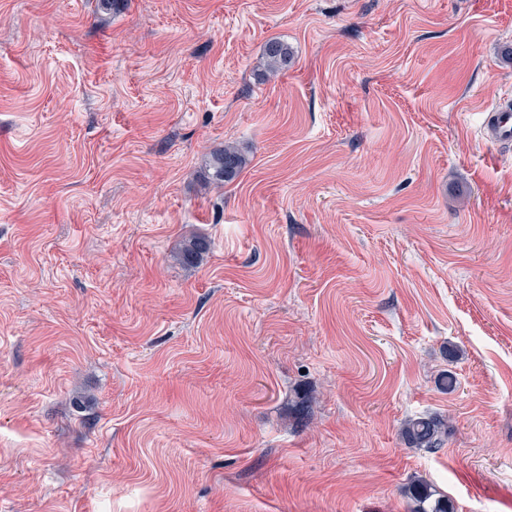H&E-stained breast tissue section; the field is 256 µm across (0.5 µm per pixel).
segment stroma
<instances>
[{"instance_id": "obj_1", "label": "stroma", "mask_w": 512, "mask_h": 512, "mask_svg": "<svg viewBox=\"0 0 512 512\" xmlns=\"http://www.w3.org/2000/svg\"><path fill=\"white\" fill-rule=\"evenodd\" d=\"M509 47L512 0H0V512H512ZM293 51L287 42L273 38L265 43L262 59L265 70L272 74L279 73L288 67ZM487 137L500 145L512 142V98L508 93L492 107L486 125ZM246 165V157L237 147L226 145L213 152L209 160L207 178L210 182L224 184L232 181ZM211 241L204 236H196L191 238L179 250L176 257L183 264L193 265L197 263L202 254L210 250ZM446 422L437 416L417 417L404 422L402 437L410 448L435 449L442 444ZM405 496L409 512H456L453 500L425 479L409 485Z\"/></svg>"}]
</instances>
